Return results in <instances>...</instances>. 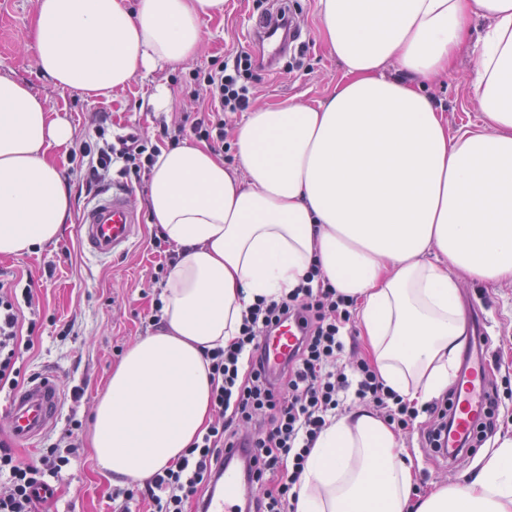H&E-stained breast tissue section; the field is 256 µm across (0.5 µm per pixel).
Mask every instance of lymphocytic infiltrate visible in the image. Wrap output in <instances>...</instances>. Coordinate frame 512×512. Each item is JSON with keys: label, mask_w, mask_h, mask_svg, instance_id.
Listing matches in <instances>:
<instances>
[{"label": "lymphocytic infiltrate", "mask_w": 512, "mask_h": 512, "mask_svg": "<svg viewBox=\"0 0 512 512\" xmlns=\"http://www.w3.org/2000/svg\"><path fill=\"white\" fill-rule=\"evenodd\" d=\"M255 69L250 52L235 51L207 71L195 72L194 81L208 91L207 115L175 125L168 132L171 142L179 143L190 133L222 150L225 117L248 108ZM158 154L148 137L135 131L111 135L99 118L92 134L76 142L71 161L76 174L92 186L115 175L140 179ZM32 300L31 288L0 285V393L19 384V331L37 329L36 322H20L23 308ZM352 305L315 263L288 295L258 299L245 313L236 340L204 353L215 421L175 465L155 473L143 487L126 490V498L148 497L152 512H204L224 470L225 449L240 446L253 453L255 466L254 491L243 512H290L318 437L350 402L372 407L398 430L414 425L419 414L429 415L427 440L432 448L441 449L453 424L447 401L416 408L388 387L367 361H344ZM287 320L297 321L303 332L292 359L278 376L270 377L262 367L261 340ZM82 427L76 416H68L64 432L28 461L0 440V512H33L38 491L47 489L50 479L78 457Z\"/></svg>", "instance_id": "obj_1"}]
</instances>
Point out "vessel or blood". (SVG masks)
<instances>
[{
	"instance_id": "vessel-or-blood-1",
	"label": "vessel or blood",
	"mask_w": 512,
	"mask_h": 512,
	"mask_svg": "<svg viewBox=\"0 0 512 512\" xmlns=\"http://www.w3.org/2000/svg\"><path fill=\"white\" fill-rule=\"evenodd\" d=\"M253 40L261 41L266 58L281 55L284 42L272 27L253 30ZM140 231V217L131 206L125 191L104 192L86 205L80 214L77 234L83 250L99 259H109L127 252ZM299 328L289 324L281 327L263 344L270 370H279L298 342ZM488 347L484 341L473 346L468 363L461 373L455 396V425L443 441V447L455 451L473 434L477 422L489 406L491 388L487 372ZM63 394L54 378L41 376L13 392L0 409V426L5 427L20 445L33 448L58 423ZM252 471V463L243 450L233 448L225 453L223 475L205 504L206 512H238L241 489Z\"/></svg>"
}]
</instances>
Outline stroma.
I'll return each mask as SVG.
<instances>
[{"instance_id": "35a3bbf8", "label": "stroma", "mask_w": 512, "mask_h": 512, "mask_svg": "<svg viewBox=\"0 0 512 512\" xmlns=\"http://www.w3.org/2000/svg\"><path fill=\"white\" fill-rule=\"evenodd\" d=\"M293 2L302 31V49L288 58L292 72L280 68L260 71L253 106L269 107L288 101L316 104L332 92L343 75L342 64L330 54L322 39L319 0ZM35 9L36 0H0V76L29 85L70 122L75 135L88 134L93 113L101 112L113 132L137 131L161 147L165 144L159 135L161 123L180 121L200 109L190 71L209 69L215 60L243 45L248 30L265 13L274 11L275 6L272 0H224L223 16L206 21L207 36L195 57L137 75L107 100L83 98L56 86L39 72L31 38ZM486 25L481 16L470 18L471 44L461 50L448 75L426 89L443 113L449 131L467 125L475 129L483 123L474 95L479 73L474 63L473 41ZM158 82L168 83L178 98L177 110L163 117L143 107ZM55 155L66 174L74 216L64 224L57 242L30 253L0 257V280L20 278L30 284L34 305L26 310L25 317L36 320L39 330L33 336V348L24 354V362L36 373L55 372L65 396L64 412H76L87 423L120 360L119 350L129 349L137 339L154 331L148 314L155 299L161 297L162 286L153 283L151 273L160 256L152 245L156 227L148 222V183L144 180L129 188L130 203L144 221L131 249L106 262L86 255L77 237L75 216L96 192L73 173L67 149L56 150ZM459 286L463 307L476 306L483 313L484 340L492 353V378L507 394L496 434L512 437V283L486 284L464 278ZM50 315L55 316L56 325L47 323ZM66 324L71 331L65 337L57 329ZM75 386L83 390L78 402L70 395ZM396 438L402 456L413 464L417 483L425 489L467 482L476 470L475 456L465 454L448 460L426 446L419 430L398 432ZM52 488L53 496L38 505V512L149 510L148 502L117 497L116 485L99 469L87 448L71 469L53 481Z\"/></svg>"}]
</instances>
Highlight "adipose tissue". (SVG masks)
Returning <instances> with one entry per match:
<instances>
[{
	"instance_id": "adipose-tissue-1",
	"label": "adipose tissue",
	"mask_w": 512,
	"mask_h": 512,
	"mask_svg": "<svg viewBox=\"0 0 512 512\" xmlns=\"http://www.w3.org/2000/svg\"><path fill=\"white\" fill-rule=\"evenodd\" d=\"M474 12L489 22L475 57L484 126L452 135L424 88L448 73ZM223 13L224 0H37V68L106 98L193 58ZM320 16L344 66L325 100L249 112L234 164L184 143L150 171L149 221L179 257L158 330L124 354L91 420L113 483L181 458L212 411L204 350L232 342L246 309L297 288L311 263L358 304L384 383L418 406L453 377L459 276L512 281V0H320ZM393 61L403 77L387 75ZM73 139L44 98L0 76L1 256L58 241L72 196L50 150ZM414 482L392 429L360 409L320 434L295 512H405ZM416 512H512V437Z\"/></svg>"
}]
</instances>
